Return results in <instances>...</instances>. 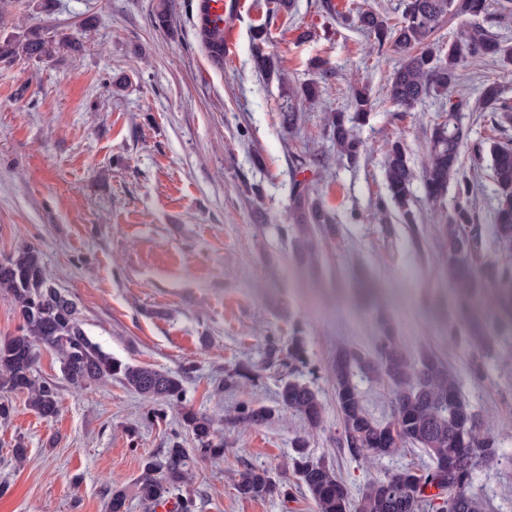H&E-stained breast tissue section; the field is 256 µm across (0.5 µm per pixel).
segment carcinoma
I'll return each instance as SVG.
<instances>
[{"mask_svg":"<svg viewBox=\"0 0 512 512\" xmlns=\"http://www.w3.org/2000/svg\"><path fill=\"white\" fill-rule=\"evenodd\" d=\"M488 16L489 0H401L396 21L366 10L356 14L355 25L372 38L378 51L399 56V65L387 82V96L397 111L409 112L426 99L457 88L460 71L470 64L496 61L506 73L512 72V44L484 25ZM452 18L461 25L445 49L436 34ZM197 38L210 61L223 66L224 17H210L208 0L200 6ZM71 45L66 35L31 27L0 39V61L23 56L48 62ZM256 50L258 67L265 76L284 80L273 58L259 45ZM317 69L319 80L304 84L280 107L282 121L290 128L301 119L300 105L318 95L319 82L334 75L324 63ZM479 99L483 108L496 114L497 127L512 126V105L502 97L497 81L485 83ZM465 104L461 96L448 100V113L433 125L421 184L425 199L434 206L442 202L448 187L455 188L453 213L437 225L446 276L462 301L459 318L448 323V342L463 344L469 355L467 377L480 381L486 375V359L496 354L489 324L512 329V140L492 139L472 148L475 160L487 154L492 162L497 198L494 234L505 258L490 260L485 256L483 225L477 223L474 181L460 175L466 141L459 112ZM370 108L369 95L360 89L354 92L350 109L327 114L325 126L338 157L350 161L359 157L363 142L355 128L365 123ZM384 170L391 202L405 222H412L415 173L400 141L387 143ZM290 196L292 220L298 228L296 257L311 265L318 256L315 232L334 235L336 225L320 202L311 198L306 181H294ZM0 291L12 297L22 321L21 335L0 339V389L27 392L30 406L40 415L51 417L59 406L56 385L35 375L42 348L58 353L65 379L75 388L115 376L148 401L182 402L184 375L123 363L88 338L76 305L55 288L35 247L22 246L0 260ZM377 319L379 334L372 349L345 345L332 362L342 426L340 443L352 456L365 453L377 459L416 448L428 457L429 464L407 465L373 478L354 500L335 470L307 454L298 439L291 456L294 476L310 494L316 512H487L486 503L474 492V482L478 471L501 460L499 442L482 431L477 416L462 400L461 376L432 350L423 349L413 358L405 355L391 317L380 312ZM267 357L288 361V379L281 381L278 391L281 409L311 428L319 427L323 422L319 392L299 376V368L306 365L302 342H292L286 351L271 343ZM358 374L389 387V421L379 422L366 410L354 382ZM270 418V410L244 404L231 422L261 425ZM181 419L196 447L185 448L174 441L162 455L145 459L137 494L146 502H164L189 485L193 459L224 457V438L212 416L184 408ZM235 491L245 498H266L280 493V486L267 471L250 468L237 474Z\"/></svg>","mask_w":512,"mask_h":512,"instance_id":"obj_1","label":"carcinoma"}]
</instances>
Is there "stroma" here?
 <instances>
[{"label":"stroma","instance_id":"obj_1","mask_svg":"<svg viewBox=\"0 0 512 512\" xmlns=\"http://www.w3.org/2000/svg\"><path fill=\"white\" fill-rule=\"evenodd\" d=\"M324 1L297 0L295 12L273 15L268 0H245L235 49L220 68L196 37L200 0H17L11 8L18 29L48 28L80 49L48 63L0 62V260L21 244L35 246L87 336L113 358L167 372L190 367L183 404L217 418L224 436L223 458L192 463L196 512H315L288 463L299 437L354 494L372 478L423 462L418 452L377 461L339 446L330 366L341 345L371 348L375 308L393 318L409 354L427 346L466 371L463 345L448 342L457 311L435 231L453 197L437 212L416 196L411 226L392 207L384 222L370 219L387 198V141L400 140L420 168L448 102L399 112L386 97L398 58L378 54L349 12L363 7L392 18L398 0H332L331 14ZM161 10L163 28L153 21ZM262 24L286 83L267 79L255 63L253 35ZM323 61L335 78L305 105L296 129L283 128L279 104ZM494 79L512 103V75L496 62L467 68L459 89L468 101L462 171L476 179V214L492 256L493 171L490 161L473 160L471 147L499 136L477 103ZM361 86L371 111L356 130L363 150L350 162L333 152L324 117L346 109ZM317 153L324 165L311 164ZM296 179L311 181L339 227L312 269L295 257L289 197ZM296 339L324 405L313 430L281 411V373L265 358L269 342L285 348ZM245 365L249 379L225 387ZM36 374L56 383L59 410L41 417L27 393H9L0 512H109L116 487L127 493V512H154L136 493L144 459L174 440L194 445L177 409L116 380L73 388L48 348ZM462 396L503 452L478 473L474 491L490 512H512V367L487 360L485 379L464 381ZM243 403L267 407L271 420L233 423ZM18 444L27 450L21 464L12 454ZM247 467L267 469L287 495L239 497L234 479Z\"/></svg>","mask_w":512,"mask_h":512}]
</instances>
